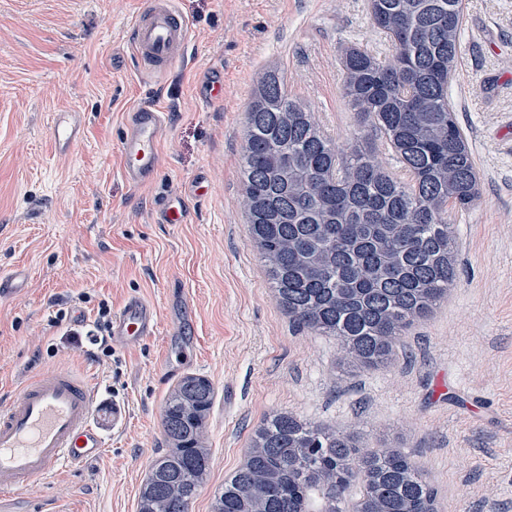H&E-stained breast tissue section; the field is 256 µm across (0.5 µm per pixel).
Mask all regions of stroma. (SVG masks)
Wrapping results in <instances>:
<instances>
[{"label": "stroma", "mask_w": 512, "mask_h": 512, "mask_svg": "<svg viewBox=\"0 0 512 512\" xmlns=\"http://www.w3.org/2000/svg\"><path fill=\"white\" fill-rule=\"evenodd\" d=\"M145 0H0V269L31 271L24 299L0 304V396L35 370L93 366L100 398L127 408L104 457L66 471L14 503L36 512H137L152 460L167 444L162 417L180 375L208 378L215 400L203 432L211 466L190 512L243 463L253 431L287 410L403 444L439 491L440 512H512V0H465L450 102L474 152L481 200L455 218L458 277L415 323L396 364L339 369L335 339L297 329L249 245L239 179L244 111L269 62L345 148L357 121L341 91L340 44L382 57L389 39L366 0H176L191 29L186 61L164 80L141 77L128 29ZM224 71L206 97L202 71ZM166 112L157 179L129 186L119 141L130 106ZM72 107L86 127L70 154L51 153L52 114ZM188 219L161 224L157 206L194 180ZM132 294L180 303L177 336L102 355L65 335L100 301ZM63 322H56L57 313ZM186 351L181 373L167 350Z\"/></svg>", "instance_id": "35a3bbf8"}]
</instances>
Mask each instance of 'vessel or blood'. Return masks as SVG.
I'll use <instances>...</instances> for the list:
<instances>
[{"label":"vessel or blood","instance_id":"vessel-or-blood-1","mask_svg":"<svg viewBox=\"0 0 512 512\" xmlns=\"http://www.w3.org/2000/svg\"><path fill=\"white\" fill-rule=\"evenodd\" d=\"M190 28L179 15L175 0H147L130 23V47L138 69L163 76L185 57ZM166 115L155 106L131 108L124 115L120 140L121 175L131 186L154 180ZM79 113L58 112L50 147L68 155L81 137ZM30 275L15 267L0 273V299H22ZM180 333L184 323L174 311L159 312L141 296L128 297L112 314L109 334L114 345L140 346L160 327ZM126 419L123 402L111 411L98 403L96 381L88 373L66 368L31 373L19 393L0 401V506L31 488L53 481L60 472L102 457L104 423Z\"/></svg>","mask_w":512,"mask_h":512}]
</instances>
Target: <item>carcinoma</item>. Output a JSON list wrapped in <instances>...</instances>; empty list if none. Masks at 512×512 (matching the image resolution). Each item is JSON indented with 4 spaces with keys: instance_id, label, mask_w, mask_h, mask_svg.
Returning a JSON list of instances; mask_svg holds the SVG:
<instances>
[{
    "instance_id": "obj_1",
    "label": "carcinoma",
    "mask_w": 512,
    "mask_h": 512,
    "mask_svg": "<svg viewBox=\"0 0 512 512\" xmlns=\"http://www.w3.org/2000/svg\"><path fill=\"white\" fill-rule=\"evenodd\" d=\"M390 40L382 59L357 44L339 48L342 93L359 133L347 151L288 93L283 70L266 68L247 104L241 182L251 199L249 240L270 254L264 269L294 326L347 349L350 374L386 365L416 321L448 297L456 215L478 204L480 179L448 88L460 52L462 0H368ZM409 173L376 162L377 142ZM211 381L182 377L162 427L169 448L150 465L138 512H190L207 477L203 431ZM360 481L364 512H435L438 491L406 448L364 450L363 436L275 411L254 431L247 461L224 482L212 512H306V489L332 500Z\"/></svg>"
}]
</instances>
